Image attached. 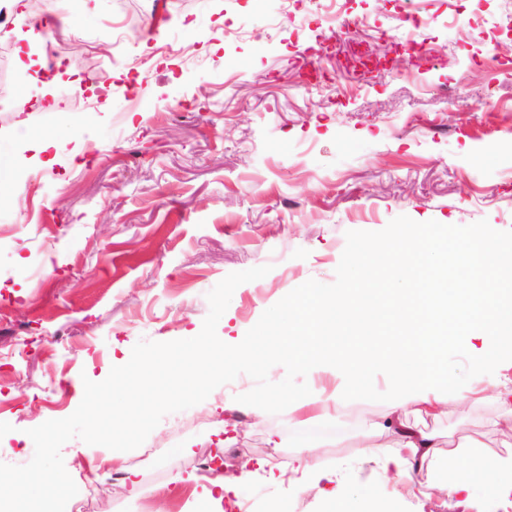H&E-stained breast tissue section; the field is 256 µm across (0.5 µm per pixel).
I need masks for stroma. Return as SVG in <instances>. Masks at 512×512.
Returning <instances> with one entry per match:
<instances>
[{
  "instance_id": "stroma-1",
  "label": "stroma",
  "mask_w": 512,
  "mask_h": 512,
  "mask_svg": "<svg viewBox=\"0 0 512 512\" xmlns=\"http://www.w3.org/2000/svg\"><path fill=\"white\" fill-rule=\"evenodd\" d=\"M26 2L0 22V138L20 145L0 179V448L20 447L14 465L34 455L28 429L70 416L84 380L107 378L116 346L154 358L196 330L245 335L304 285L345 287L341 259L408 224L435 225L444 240L462 224L512 236V80L471 58L481 48L512 61V0L478 10L470 0H355L368 18L360 40L393 49L411 14L428 18L413 34L435 51L400 58L358 91L342 66L347 44L312 54L332 36L324 0L291 11L284 0ZM41 14L57 24L60 54L103 79L91 108L71 99L69 72L50 82L28 67V19ZM141 56L152 70L124 85ZM32 132L53 133L57 147L29 145ZM375 384L377 397L330 411L345 441L310 455L342 469L353 508L375 477L363 457L388 411L385 381ZM254 385L239 375L126 452L142 482L136 499L110 466L92 469L106 447L68 441L61 454L79 495H93L94 512H198L182 479L217 446L231 469L243 456L290 470L300 447L286 400L234 414L230 442L220 441L225 401ZM500 415L494 400L452 399L424 424L512 455L490 426ZM396 492L405 512H512L477 510L479 485L468 502ZM229 499L243 512L323 508L319 485L259 476Z\"/></svg>"
}]
</instances>
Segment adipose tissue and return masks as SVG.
Wrapping results in <instances>:
<instances>
[{
	"label": "adipose tissue",
	"instance_id": "ef3b65f1",
	"mask_svg": "<svg viewBox=\"0 0 512 512\" xmlns=\"http://www.w3.org/2000/svg\"><path fill=\"white\" fill-rule=\"evenodd\" d=\"M435 246L430 224L413 225L379 246H359L345 262L353 273L349 287L327 294L305 285L246 337L194 335L190 348L165 357L166 379L193 390L207 371L229 374L250 365L271 377L288 359L299 370L322 371L337 380L329 393H298L288 382H279L277 396L302 411L370 397L377 389L368 375L382 371L390 398L384 426L395 439L388 450L374 443L367 447L366 461L378 479L361 490L363 512H393V500L382 498L379 486L410 482L418 473L427 488L450 496L470 494L483 477L487 498L512 501V456L473 448L439 457L437 434L408 426L403 419L407 411L437 415L452 398L490 397L504 410L496 422L501 435L512 432V383L503 375L512 369V242L491 230L462 225L450 267L429 264ZM452 273L472 280L474 288L440 331L433 315L441 284ZM452 341L469 350L473 372L486 378L484 387L456 386L444 357ZM316 444L313 438L304 442L305 453L297 457L291 476L261 460L244 463L239 479L260 473L273 482L286 477L294 483L321 482L325 502L340 503L345 489L338 471L321 470L306 457Z\"/></svg>",
	"mask_w": 512,
	"mask_h": 512
}]
</instances>
